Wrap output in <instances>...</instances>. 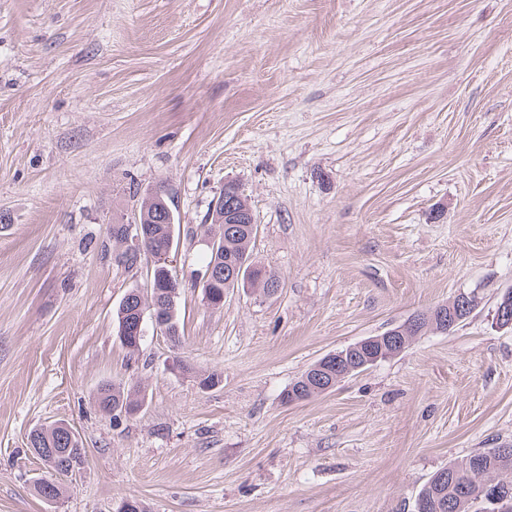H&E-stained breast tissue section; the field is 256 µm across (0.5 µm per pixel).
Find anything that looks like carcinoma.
I'll return each instance as SVG.
<instances>
[{"mask_svg": "<svg viewBox=\"0 0 512 512\" xmlns=\"http://www.w3.org/2000/svg\"><path fill=\"white\" fill-rule=\"evenodd\" d=\"M171 206V196L164 187L159 186L148 195L139 209L141 223L151 229V237L145 242L143 256L130 252L124 248V242L114 231H109L112 239V257L114 262L131 271L146 257L155 251L160 244L167 241L171 235L170 226L157 223L161 210ZM203 236L219 235L222 246L218 253L208 251L205 266L218 262L224 266L233 265L241 277L224 279L216 283H203L201 290L203 299L216 301L224 296L228 288H256L257 275H265V281L277 282V277L265 267L253 263L249 255V245L254 237L250 224L224 223V208H213L205 217L204 223L198 225ZM164 313L171 321L174 329L171 340L180 342L177 298H168L165 301ZM330 381V375L310 367L298 377L284 393L286 402L294 399L306 401L324 392L323 383ZM144 398L140 390L125 389L115 384H107L99 389L97 402L105 412H122V409L142 407ZM30 448H69L71 452L79 451L83 447L79 440L71 441L66 430L55 425L49 428L40 427L31 431L29 435ZM448 479L439 482L442 470H437L420 489L432 504V512H502L508 509L512 512V473L501 475L497 469V460L493 449L485 448L448 465L446 470Z\"/></svg>", "mask_w": 512, "mask_h": 512, "instance_id": "cac0c4a2", "label": "carcinoma"}]
</instances>
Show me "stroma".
<instances>
[{
    "instance_id": "stroma-1",
    "label": "stroma",
    "mask_w": 512,
    "mask_h": 512,
    "mask_svg": "<svg viewBox=\"0 0 512 512\" xmlns=\"http://www.w3.org/2000/svg\"><path fill=\"white\" fill-rule=\"evenodd\" d=\"M231 180L281 286L214 308L197 226ZM161 184L182 345L133 354L115 313L146 270L102 245ZM511 287L512 0H0V512H414L512 445ZM461 292L454 331L284 401ZM112 382L142 389L133 418L100 411ZM58 423L87 450L65 476L29 449ZM321 359L317 360L289 386L288 390L284 393V399L286 402L290 403L294 399L300 400V402L306 401L324 392V389L322 388L324 386L322 381H325V384H328L330 381V375L325 372H317V370H315V367ZM291 393H293L294 398L291 397Z\"/></svg>"
}]
</instances>
